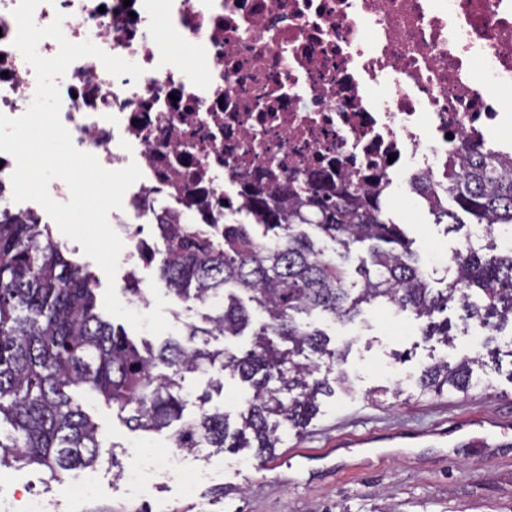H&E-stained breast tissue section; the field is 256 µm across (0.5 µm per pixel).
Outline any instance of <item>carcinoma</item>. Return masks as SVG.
<instances>
[{
	"mask_svg": "<svg viewBox=\"0 0 512 512\" xmlns=\"http://www.w3.org/2000/svg\"><path fill=\"white\" fill-rule=\"evenodd\" d=\"M462 172L448 180L457 210L435 205L438 223L459 230L457 211L478 224H512V165L491 148L465 145ZM259 224H226L204 235L188 224H158L165 258L158 282L177 301L208 309L200 324L185 326L178 340L159 348L137 346L124 329L95 312L94 278L69 259L48 224L0 223V467L44 468L53 481L72 470L92 468L100 454L98 430L69 389L85 387L142 431H160L183 420L172 436L177 448H248L259 456L280 442V427L299 429L314 412L326 379L317 364L299 360L344 353L327 349L326 334L304 322L315 311L352 323L363 305L376 302L409 311L425 323L423 335L446 345L448 323L435 316L459 304L461 319L482 328L487 339L512 326V249L489 257L471 241L453 259L446 288L435 290L400 225L383 215L381 198L358 184H327L317 177L299 187L297 204L284 209L265 191L252 194ZM367 246L368 259L350 277L351 248ZM265 314L254 329V348L238 356L208 348L207 337L239 336L252 325V310ZM288 343L282 350L270 340ZM480 356L454 365L427 366L423 391H468L477 386ZM213 371L209 387L223 389L230 373L251 390L241 426L207 407L210 392L197 396L198 412L183 419L182 380Z\"/></svg>",
	"mask_w": 512,
	"mask_h": 512,
	"instance_id": "carcinoma-1",
	"label": "carcinoma"
}]
</instances>
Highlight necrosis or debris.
Wrapping results in <instances>:
<instances>
[{
    "label": "necrosis or debris",
    "instance_id": "obj_1",
    "mask_svg": "<svg viewBox=\"0 0 512 512\" xmlns=\"http://www.w3.org/2000/svg\"><path fill=\"white\" fill-rule=\"evenodd\" d=\"M18 0H0V114L22 115L35 73L13 47ZM63 14L73 42L142 67L109 75L84 57L59 79L74 146L142 177L109 220L128 278L155 252L141 234L160 213L220 230L258 222L248 186L284 195L313 173L371 192L423 178L447 197L456 147L512 158V0H42L37 25ZM185 45L198 64L174 52ZM0 152V221L44 223L11 199Z\"/></svg>",
    "mask_w": 512,
    "mask_h": 512
}]
</instances>
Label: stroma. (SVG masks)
<instances>
[{"label": "stroma", "mask_w": 512, "mask_h": 512, "mask_svg": "<svg viewBox=\"0 0 512 512\" xmlns=\"http://www.w3.org/2000/svg\"><path fill=\"white\" fill-rule=\"evenodd\" d=\"M382 207L403 226L431 287H446L463 233L437 223L399 188L383 196ZM447 315L455 336L450 347L425 338L412 316L384 303L365 306L352 324L313 315L312 324L329 334L330 348L347 349L339 363L322 357L317 375L331 379L344 370L350 390L321 398L305 427L283 436L271 458L182 454L184 465L210 473L192 498L170 476L145 497L131 496L115 477L112 459L131 466L130 449L169 447L168 432L132 430L101 397L73 391L102 441L94 469L98 487L79 512L102 506L131 512L144 502L154 512H512V333L481 343L483 365L476 373L482 386L424 396L419 377L427 365L452 363L472 351L468 325L456 310ZM383 387L399 388V398L379 396ZM357 435L369 437V445L350 446ZM19 483L58 499L57 512H68L63 487L45 473L0 469V493L11 494Z\"/></svg>", "instance_id": "stroma-1"}]
</instances>
